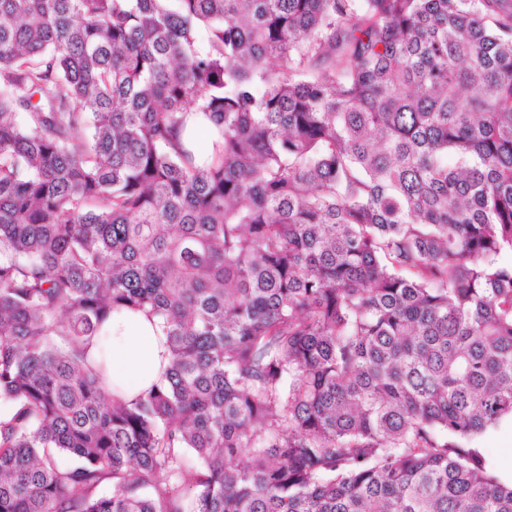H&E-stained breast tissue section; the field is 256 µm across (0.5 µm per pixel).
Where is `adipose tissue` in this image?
Listing matches in <instances>:
<instances>
[{"mask_svg": "<svg viewBox=\"0 0 512 512\" xmlns=\"http://www.w3.org/2000/svg\"><path fill=\"white\" fill-rule=\"evenodd\" d=\"M162 340L156 322L140 313L122 312L103 326L89 356L106 358L109 390L130 397L160 378L167 364Z\"/></svg>", "mask_w": 512, "mask_h": 512, "instance_id": "1", "label": "adipose tissue"}]
</instances>
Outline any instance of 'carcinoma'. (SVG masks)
Listing matches in <instances>:
<instances>
[{"instance_id":"1","label":"carcinoma","mask_w":512,"mask_h":512,"mask_svg":"<svg viewBox=\"0 0 512 512\" xmlns=\"http://www.w3.org/2000/svg\"><path fill=\"white\" fill-rule=\"evenodd\" d=\"M509 253L512 0H0V512H512ZM160 328L142 313L114 314L93 340L89 357L107 360L108 388L112 394L132 397L157 381L167 364ZM468 446L481 448L480 452L488 460H493L503 471L505 457L512 453V424L503 423L499 428L468 441ZM508 453V454H505Z\"/></svg>"}]
</instances>
